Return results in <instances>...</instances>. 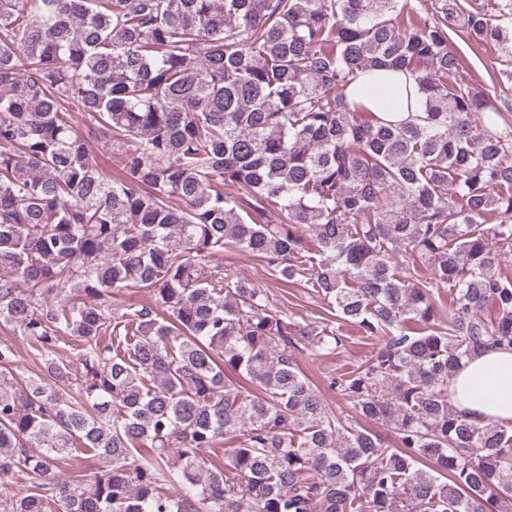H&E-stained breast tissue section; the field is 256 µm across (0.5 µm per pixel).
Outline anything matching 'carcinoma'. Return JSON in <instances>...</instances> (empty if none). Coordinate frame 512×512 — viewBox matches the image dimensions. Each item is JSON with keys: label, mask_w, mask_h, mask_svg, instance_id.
Here are the masks:
<instances>
[{"label": "carcinoma", "mask_w": 512, "mask_h": 512, "mask_svg": "<svg viewBox=\"0 0 512 512\" xmlns=\"http://www.w3.org/2000/svg\"><path fill=\"white\" fill-rule=\"evenodd\" d=\"M407 2L0 0V323L44 356L17 380L0 343V512H512V429L448 401L465 359L512 349V123L456 81L448 11L422 21ZM463 29L512 66L487 9ZM379 68L414 74L423 112L348 103ZM230 248L379 337L329 379L355 415L294 357L342 337L209 267ZM124 290L155 306L114 316ZM61 336L78 362L53 357ZM78 448L105 468L60 478ZM17 470L23 496L4 483Z\"/></svg>", "instance_id": "obj_1"}]
</instances>
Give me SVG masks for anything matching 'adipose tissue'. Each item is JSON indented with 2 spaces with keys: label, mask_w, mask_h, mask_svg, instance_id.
Wrapping results in <instances>:
<instances>
[{
  "label": "adipose tissue",
  "mask_w": 512,
  "mask_h": 512,
  "mask_svg": "<svg viewBox=\"0 0 512 512\" xmlns=\"http://www.w3.org/2000/svg\"><path fill=\"white\" fill-rule=\"evenodd\" d=\"M347 98L380 114L421 111L414 76L402 71L363 73L347 89ZM448 398L458 415L482 426L512 425V351L490 349L466 360L448 382Z\"/></svg>",
  "instance_id": "ef3b65f1"
}]
</instances>
